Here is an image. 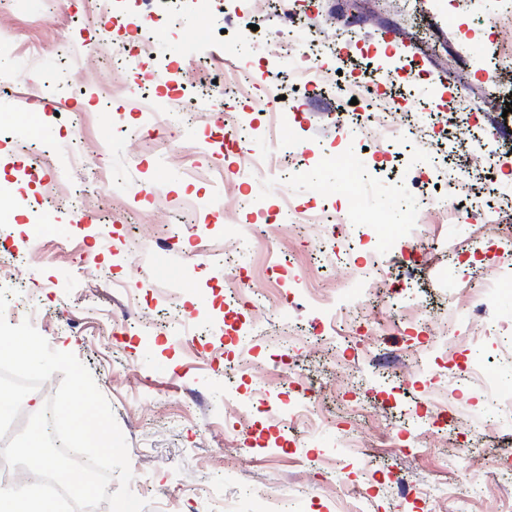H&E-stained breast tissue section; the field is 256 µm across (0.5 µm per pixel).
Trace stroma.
Wrapping results in <instances>:
<instances>
[{"label":"stroma","mask_w":512,"mask_h":512,"mask_svg":"<svg viewBox=\"0 0 512 512\" xmlns=\"http://www.w3.org/2000/svg\"><path fill=\"white\" fill-rule=\"evenodd\" d=\"M319 44L325 83L274 52L281 9ZM505 0H384L350 16L345 0H154L139 68L122 65L128 29L102 37L97 0H0V250L19 252L0 287L36 305L37 331L73 353L128 444L144 512H512V204L492 224L449 219L437 191L465 198L512 182V67L499 73L498 137L459 141L437 106L488 91L471 59L498 57ZM268 80L233 74L238 54ZM171 68L128 96L140 71ZM426 71L419 94L393 86L404 135L358 132L354 114L389 115L350 81L376 65ZM46 73L42 90L19 73ZM221 82L237 122L280 115L278 168L258 172L210 136L225 123L205 92ZM39 120L19 141L15 127ZM178 151L164 150L166 142ZM385 163L375 166L377 152ZM494 153L496 178L470 159ZM427 173L420 187L408 178ZM64 235L25 249L32 214ZM91 209L94 221L75 214ZM319 223H297L298 210ZM421 225H410L414 214ZM423 242L401 265L399 245ZM167 266L175 278L161 277ZM247 287L239 306L224 285ZM481 358L483 371H465ZM317 416L289 422L294 383ZM452 404L447 429L427 421Z\"/></svg>","instance_id":"1"}]
</instances>
